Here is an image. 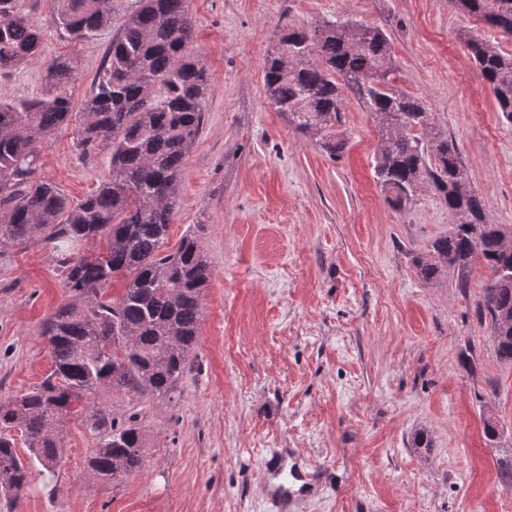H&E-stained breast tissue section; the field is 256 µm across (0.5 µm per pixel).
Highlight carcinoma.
<instances>
[{
  "label": "carcinoma",
  "mask_w": 512,
  "mask_h": 512,
  "mask_svg": "<svg viewBox=\"0 0 512 512\" xmlns=\"http://www.w3.org/2000/svg\"><path fill=\"white\" fill-rule=\"evenodd\" d=\"M455 4L512 34V0ZM21 7V0H0L1 74L39 55L42 31ZM115 14V0H57L55 23L71 39L89 40L110 27ZM194 43L190 0H137L80 107L68 95L79 74L70 55L44 65L40 97L0 102V245L41 238L70 252L88 241L105 244L94 255L63 260L70 296L43 326L53 372L28 393L0 400V494L8 503L28 476L12 431H21L31 460L52 471L64 455L60 427L80 404L96 435L87 458L92 477L111 483L141 469L146 448L138 414L90 407L87 398L102 387L138 400L168 396L198 343L210 262L192 238L174 252L164 249L211 90ZM279 44L280 52L265 62L264 92L297 132L321 137L326 151L337 154L343 142L331 130L353 98L375 123L374 177L386 200L403 209L430 182L448 210L464 217L412 262L426 281L452 268L462 287L475 262L491 271L482 307L491 319L496 357L511 363L512 250L501 245L504 225L488 222L474 190L462 197L448 192L468 180L467 171L454 142L431 122L426 103L393 91L387 35L355 20H324L288 31ZM465 44L498 111L512 123V55L474 37ZM70 123L82 153L108 151L112 171L77 203L34 177L39 144ZM117 279L125 282L123 292L104 299L101 292Z\"/></svg>",
  "instance_id": "cac0c4a2"
}]
</instances>
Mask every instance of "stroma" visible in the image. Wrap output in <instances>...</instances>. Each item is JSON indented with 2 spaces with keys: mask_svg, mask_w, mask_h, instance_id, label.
Here are the masks:
<instances>
[{
  "mask_svg": "<svg viewBox=\"0 0 512 512\" xmlns=\"http://www.w3.org/2000/svg\"><path fill=\"white\" fill-rule=\"evenodd\" d=\"M131 3L118 0L111 27L74 41L54 24L55 0H23L40 54L0 76V101L41 95L44 64L72 55L81 104ZM190 11L212 86L165 248L195 238L212 267L199 342L174 393L142 402L139 472L91 480L96 439L75 412L59 466L32 464L0 512H264L263 463L278 451L322 481L289 512H512L497 470L512 450V365L497 359L481 307L489 269L475 263L463 282L451 270L419 277L413 255L453 226L432 186L393 208L374 178L369 113L346 102L333 156L263 89L285 27L381 28L395 85L455 142L489 222L512 227V123L465 45L478 35L512 54V35L453 0H191ZM76 141L71 124L45 139L35 172L74 202L110 171L107 153L83 157ZM63 258L38 239L0 246V399L52 370L42 324L68 296ZM418 432L427 447H414Z\"/></svg>",
  "mask_w": 512,
  "mask_h": 512,
  "instance_id": "stroma-1",
  "label": "stroma"
}]
</instances>
